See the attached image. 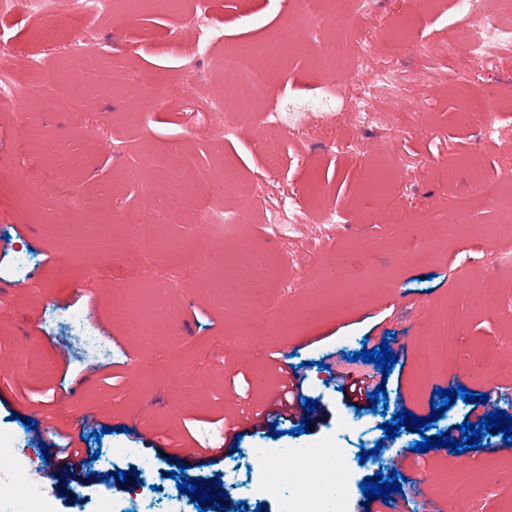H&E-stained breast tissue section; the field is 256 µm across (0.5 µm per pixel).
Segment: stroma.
Returning a JSON list of instances; mask_svg holds the SVG:
<instances>
[{
    "label": "stroma",
    "mask_w": 512,
    "mask_h": 512,
    "mask_svg": "<svg viewBox=\"0 0 512 512\" xmlns=\"http://www.w3.org/2000/svg\"><path fill=\"white\" fill-rule=\"evenodd\" d=\"M409 2L372 0L355 18L344 0L341 22L321 37L340 56L339 69L325 76L307 66L312 41L293 0H210L218 29L208 34L187 27L190 0H116L95 28L79 27L75 4L57 0L49 22L60 39L51 45L36 38L40 20L0 16V49L32 103L24 114L0 110V449H17L16 472L47 468L43 437L24 422L39 408L75 430L84 470L128 474L75 492L51 476L43 512H100L107 497L112 512L179 504L198 512L176 474L205 482L228 470L238 488L225 507L283 512L288 486L258 489L263 448L339 449L351 463L345 512H367L361 483L400 467L418 476L408 489L412 512L433 504L502 512L512 504V482L473 478L476 466L490 464L499 433L461 453L415 451L421 437L463 422L472 405L458 397L426 434L402 427L390 447L359 458L395 412L430 416L436 390L481 393L470 377L448 376L449 365L469 362L472 345L498 356L512 348V193L494 207L473 205L455 234L439 232L452 216L449 196L472 191L470 157L479 156L488 175L512 171V111L486 131L456 118L470 95L512 99V54L473 71L462 65V46L437 77L420 79L417 48L440 51L457 10L453 0H437L422 23L410 17ZM285 26L297 41L270 89L283 130L276 147L246 128L221 134L224 118L204 98L222 92L225 50L241 42L274 47ZM89 55L90 91L79 109L64 107L72 95L66 75ZM379 70L411 83L374 99L382 120L367 123L354 97ZM331 89L330 127L306 106ZM128 112L140 113L138 124L125 122ZM157 156L186 181L207 176L205 195L191 197L188 210L155 205L149 189L163 182ZM228 166L239 179L227 191ZM39 183L51 188L49 200H34ZM296 196L325 206L290 223L283 205ZM128 212L143 216V235L167 245L164 255L146 261L123 223ZM232 214L240 223H226ZM423 239L433 246L422 254ZM256 284L250 310L264 333L243 337L235 332L239 296ZM52 308L80 314L86 330L103 336L108 369L65 362L70 328L51 321ZM450 310L460 324L451 347L434 331ZM282 315L290 322L284 334L273 324ZM383 343L397 357L390 374L350 361V353ZM279 355L301 367L300 396L316 404L308 432L295 433L291 421L279 436L249 430L219 461L194 454L177 462L157 447L162 436L218 442L219 418L239 414L236 391H247L253 408L271 403ZM428 357L438 369L420 387L417 371ZM346 371L384 382L385 413L339 391L335 377ZM140 460L148 468L132 477Z\"/></svg>",
    "instance_id": "stroma-1"
}]
</instances>
